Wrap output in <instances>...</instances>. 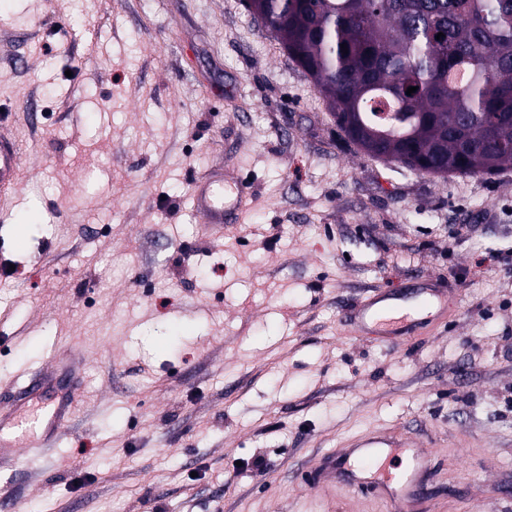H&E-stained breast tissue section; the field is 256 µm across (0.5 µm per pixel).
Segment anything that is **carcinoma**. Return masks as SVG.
Returning <instances> with one entry per match:
<instances>
[{
    "label": "carcinoma",
    "mask_w": 512,
    "mask_h": 512,
    "mask_svg": "<svg viewBox=\"0 0 512 512\" xmlns=\"http://www.w3.org/2000/svg\"><path fill=\"white\" fill-rule=\"evenodd\" d=\"M257 18L368 156L512 171V0H261Z\"/></svg>",
    "instance_id": "obj_1"
}]
</instances>
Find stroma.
<instances>
[{
	"mask_svg": "<svg viewBox=\"0 0 512 512\" xmlns=\"http://www.w3.org/2000/svg\"><path fill=\"white\" fill-rule=\"evenodd\" d=\"M2 112L0 407L84 359L65 440L0 475L16 512H327L301 473L378 429L438 438L432 512H512V172L364 155L246 0H0ZM227 163L253 203L208 238ZM421 276L433 330L342 327ZM23 153L7 120L0 119V200L11 196L18 187L23 168ZM250 181L232 164L213 168L197 179L192 188V210L202 219L208 235H224V224L236 221L249 205Z\"/></svg>",
	"mask_w": 512,
	"mask_h": 512,
	"instance_id": "35a3bbf8",
	"label": "stroma"
}]
</instances>
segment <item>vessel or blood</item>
Wrapping results in <instances>:
<instances>
[{"label":"vessel or blood","mask_w":512,"mask_h":512,"mask_svg":"<svg viewBox=\"0 0 512 512\" xmlns=\"http://www.w3.org/2000/svg\"><path fill=\"white\" fill-rule=\"evenodd\" d=\"M23 153L6 119H0V200L17 189ZM249 180L231 164L207 171L192 188V209L202 228L219 237L249 205ZM448 305V292L437 282L422 280L403 291L381 289L356 302L343 324L359 336L400 339L431 323ZM70 353L55 358L18 388L16 405L0 408V466L15 467L25 451L56 447L73 415L71 382L82 365ZM308 488L328 497L333 512H348L351 492L371 495L386 512H427L435 475L432 456L407 434L374 431L345 448L326 452L305 474ZM344 497H335V489Z\"/></svg>","instance_id":"obj_1"}]
</instances>
